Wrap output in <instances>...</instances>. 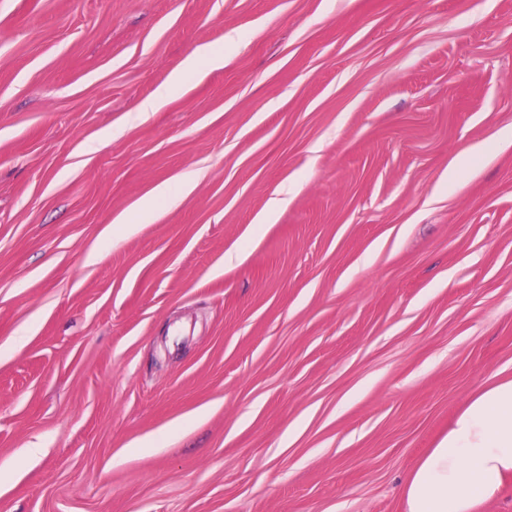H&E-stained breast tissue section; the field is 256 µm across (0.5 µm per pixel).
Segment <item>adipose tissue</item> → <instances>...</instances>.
Wrapping results in <instances>:
<instances>
[{"mask_svg":"<svg viewBox=\"0 0 512 512\" xmlns=\"http://www.w3.org/2000/svg\"><path fill=\"white\" fill-rule=\"evenodd\" d=\"M512 480V378L473 394L405 477V512H477Z\"/></svg>","mask_w":512,"mask_h":512,"instance_id":"ef3b65f1","label":"adipose tissue"}]
</instances>
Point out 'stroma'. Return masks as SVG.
Returning <instances> with one entry per match:
<instances>
[{"label":"stroma","mask_w":512,"mask_h":512,"mask_svg":"<svg viewBox=\"0 0 512 512\" xmlns=\"http://www.w3.org/2000/svg\"><path fill=\"white\" fill-rule=\"evenodd\" d=\"M509 133L512 0H0V512H404L512 378Z\"/></svg>","instance_id":"35a3bbf8"}]
</instances>
